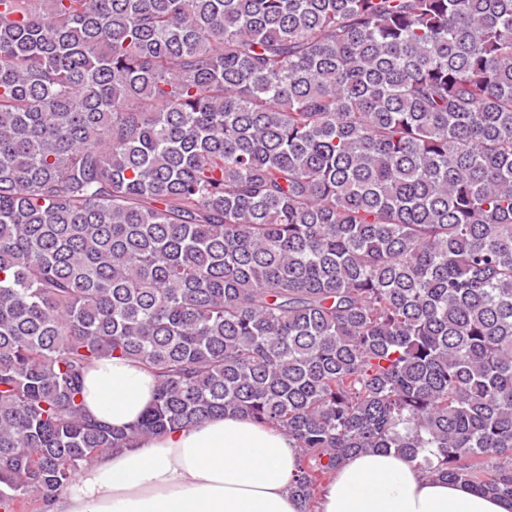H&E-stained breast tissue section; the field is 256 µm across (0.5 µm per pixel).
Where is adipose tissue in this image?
I'll return each instance as SVG.
<instances>
[{"label": "adipose tissue", "instance_id": "obj_1", "mask_svg": "<svg viewBox=\"0 0 512 512\" xmlns=\"http://www.w3.org/2000/svg\"><path fill=\"white\" fill-rule=\"evenodd\" d=\"M84 385L87 412L116 429L156 397L154 374L118 356L97 360ZM299 453L285 432L228 413L98 457L41 512H300L289 490ZM317 512H512V499L424 477L417 460L374 449L336 468Z\"/></svg>", "mask_w": 512, "mask_h": 512}]
</instances>
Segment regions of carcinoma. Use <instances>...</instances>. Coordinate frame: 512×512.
<instances>
[{
    "instance_id": "carcinoma-1",
    "label": "carcinoma",
    "mask_w": 512,
    "mask_h": 512,
    "mask_svg": "<svg viewBox=\"0 0 512 512\" xmlns=\"http://www.w3.org/2000/svg\"><path fill=\"white\" fill-rule=\"evenodd\" d=\"M226 412L512 497V0H0V512ZM84 385L87 412L115 429L133 426L156 397L154 374L118 356L97 360L87 371Z\"/></svg>"
}]
</instances>
